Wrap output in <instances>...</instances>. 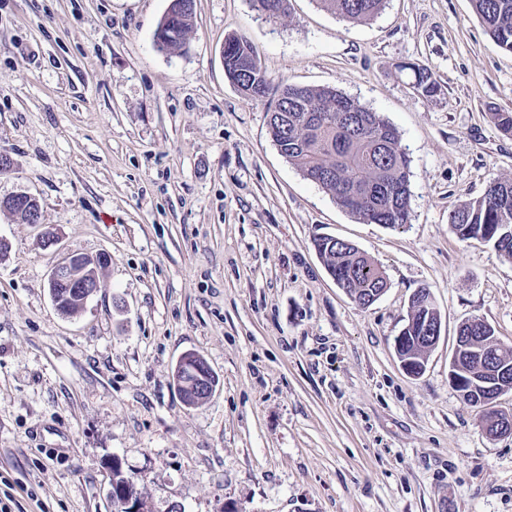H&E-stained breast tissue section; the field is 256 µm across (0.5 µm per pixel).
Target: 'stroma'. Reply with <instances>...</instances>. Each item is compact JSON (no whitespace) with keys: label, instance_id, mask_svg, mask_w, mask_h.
Segmentation results:
<instances>
[{"label":"stroma","instance_id":"35a3bbf8","mask_svg":"<svg viewBox=\"0 0 512 512\" xmlns=\"http://www.w3.org/2000/svg\"><path fill=\"white\" fill-rule=\"evenodd\" d=\"M170 0H0V498L12 512H112L111 459L158 512H512V435L448 378L457 329L484 319L512 349V260L460 241L454 207L512 176V52L471 0H385L351 23L319 0L268 19L252 0H195L185 46L158 52ZM247 36L273 84L330 87L379 113L407 149L411 218L366 224L271 139L277 97L224 75ZM429 68L436 96L398 64ZM54 231L48 243L45 231ZM379 263L359 307L316 238ZM107 253L78 314L51 299L67 253ZM427 289L439 341L417 377L394 339ZM218 379L186 406L179 358Z\"/></svg>","mask_w":512,"mask_h":512}]
</instances>
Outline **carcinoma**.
Listing matches in <instances>:
<instances>
[{
  "instance_id": "cac0c4a2",
  "label": "carcinoma",
  "mask_w": 512,
  "mask_h": 512,
  "mask_svg": "<svg viewBox=\"0 0 512 512\" xmlns=\"http://www.w3.org/2000/svg\"><path fill=\"white\" fill-rule=\"evenodd\" d=\"M257 10L277 19L286 15L288 0H253ZM488 36L512 52V0H471ZM323 6L349 22L374 18L384 0H321ZM193 14L184 15L178 29L165 41L163 51L180 49L192 28ZM398 70L412 73L411 88L426 97L435 95L439 84L432 72L407 63ZM224 71L227 79L245 96L262 98L271 90V80L262 68L251 42L243 35L224 41ZM269 117V133L281 155L309 180L328 191L336 203L368 224L388 228L408 223L411 211L410 158L398 131L378 113L329 88L283 84ZM452 232L461 240L493 245L512 259V179H494L484 195L455 207L449 215ZM326 269L338 277V287L360 307L388 286L381 268L354 244L330 238L315 240ZM51 293L60 300V311L74 314L82 309L84 295L68 284L56 282ZM463 336H495L480 318L458 327ZM485 366L468 355L450 363V372L462 379L454 388L468 401L480 402L481 390L473 388L471 375Z\"/></svg>"
}]
</instances>
